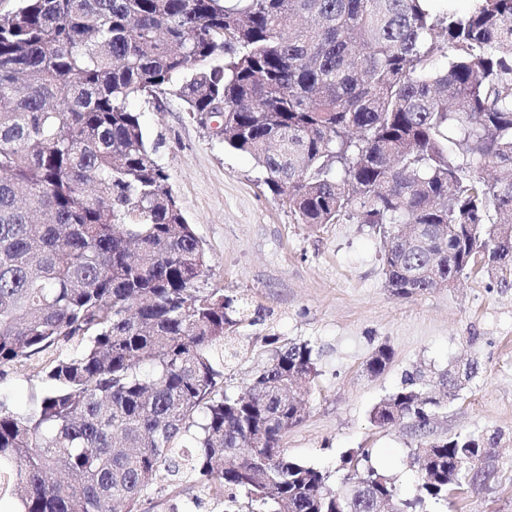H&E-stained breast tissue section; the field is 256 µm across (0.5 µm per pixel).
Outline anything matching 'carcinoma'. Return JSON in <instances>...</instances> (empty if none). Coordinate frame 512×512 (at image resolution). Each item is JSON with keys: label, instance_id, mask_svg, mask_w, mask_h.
I'll use <instances>...</instances> for the list:
<instances>
[{"label": "carcinoma", "instance_id": "obj_1", "mask_svg": "<svg viewBox=\"0 0 512 512\" xmlns=\"http://www.w3.org/2000/svg\"><path fill=\"white\" fill-rule=\"evenodd\" d=\"M429 0H20L0 14V367L53 355L26 411L0 403V494L16 512H137L195 474L231 512H377L394 482L361 448L333 487L288 457L318 377L307 342L271 336L247 395L218 393L247 307L199 287L206 249L133 98L224 101L247 154L300 224L383 228L386 285L409 298L475 271L512 288V0L433 14ZM446 50L447 63L432 67ZM382 347L367 370L383 373ZM475 361L442 374L457 396ZM410 376L371 411L429 425ZM504 433L422 441L416 493L448 501Z\"/></svg>", "mask_w": 512, "mask_h": 512}]
</instances>
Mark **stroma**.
<instances>
[{"label":"stroma","instance_id":"obj_1","mask_svg":"<svg viewBox=\"0 0 512 512\" xmlns=\"http://www.w3.org/2000/svg\"><path fill=\"white\" fill-rule=\"evenodd\" d=\"M139 113L169 186L202 240L209 270L200 288H221L249 304L250 319L237 331V359L224 366V389L244 392L269 354L265 337L307 342L318 354L317 387L305 417L289 429L291 457L315 466L332 483L343 477L341 457L355 448L412 497L418 480L411 455L420 440L458 433H506L492 451L494 476L486 484L427 507L426 512H512V288L481 273L456 288H435L401 298L385 283L386 239L370 224L346 219L310 226L295 217L264 184L254 160L186 112L170 94L130 100ZM393 358L371 375L366 363L379 347ZM477 360L479 373L444 403L425 432L411 420L377 426L372 408L422 373V388L439 390L449 365ZM42 380L34 363L0 368V402L25 409ZM216 512L199 484L157 481L140 512H168L170 504Z\"/></svg>","mask_w":512,"mask_h":512}]
</instances>
